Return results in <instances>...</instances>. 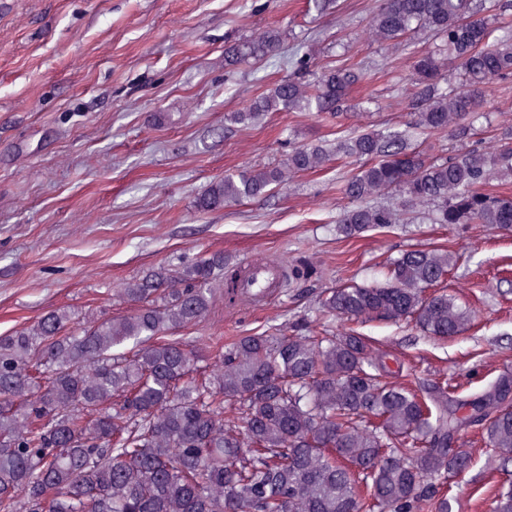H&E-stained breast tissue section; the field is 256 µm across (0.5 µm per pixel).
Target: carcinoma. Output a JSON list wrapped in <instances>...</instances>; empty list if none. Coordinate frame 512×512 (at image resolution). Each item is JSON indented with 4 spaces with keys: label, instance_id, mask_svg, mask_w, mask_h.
Returning a JSON list of instances; mask_svg holds the SVG:
<instances>
[{
    "label": "carcinoma",
    "instance_id": "cac0c4a2",
    "mask_svg": "<svg viewBox=\"0 0 512 512\" xmlns=\"http://www.w3.org/2000/svg\"><path fill=\"white\" fill-rule=\"evenodd\" d=\"M485 11L486 0H377L370 41L407 42L421 30L439 40L414 55L406 129L296 146L279 166L214 181L197 208L264 197L296 174L351 159L358 166L341 191L352 205L336 226L345 238L396 223L395 209L369 203L388 192L403 207H435L436 224L511 228L512 195L484 190L512 175L511 131L491 153L473 148L441 161L410 141L412 130L471 138L489 86L512 76V27L493 25ZM282 44L274 28L229 41L224 67L276 57ZM446 58L460 71L456 87ZM366 76L351 63L283 79L229 121L281 111L338 118ZM455 265L446 250L406 251L382 283L322 292L320 312L412 323L446 339L474 319L447 293ZM224 268L222 252L183 270L160 267L120 289L136 306L130 315L86 313L75 329L59 309L0 336V512H451L452 484L471 462L455 443L472 426L507 470V371L467 398H448L446 379L420 395L388 380L386 362L353 328L241 336L199 365V351L169 332L202 322L219 288L237 296L240 274Z\"/></svg>",
    "mask_w": 512,
    "mask_h": 512
}]
</instances>
